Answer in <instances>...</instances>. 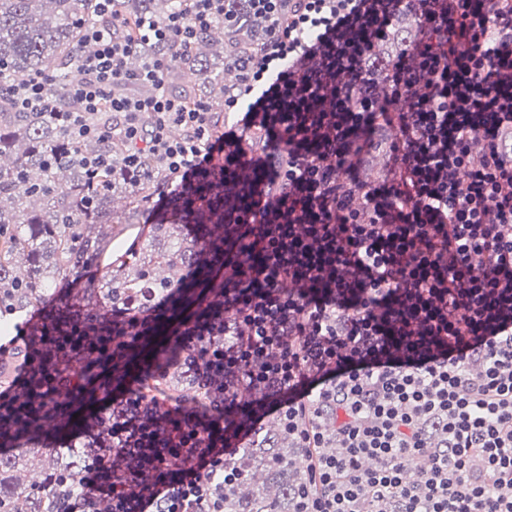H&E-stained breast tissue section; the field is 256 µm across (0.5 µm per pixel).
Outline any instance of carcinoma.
Here are the masks:
<instances>
[{"instance_id": "carcinoma-1", "label": "carcinoma", "mask_w": 512, "mask_h": 512, "mask_svg": "<svg viewBox=\"0 0 512 512\" xmlns=\"http://www.w3.org/2000/svg\"><path fill=\"white\" fill-rule=\"evenodd\" d=\"M183 8V0L116 4L132 22L162 20ZM93 27L137 38L130 25L112 27L96 0H0V309L23 314L40 305L49 327L89 315L107 322L114 309H137L171 295L217 238L213 225L218 220L211 213H183L153 224L145 237L130 238L147 200L168 182V171L156 159L145 160L138 170L125 167L123 143L112 135L121 118L112 114L107 100L87 116L102 129L98 136L76 138L55 119L54 109L76 107L69 86L73 71L92 56L94 42L85 39V32ZM262 34L259 19L245 15L226 30L219 15L197 31L188 49L156 45L144 55L174 59L167 89L213 112L232 90L224 82V65L248 57ZM413 35L409 23H398L394 39L376 50V63L405 48ZM186 70L194 75L188 84L183 81ZM36 74L46 80L50 109L22 112L13 104L15 85ZM97 156L110 158L111 165L95 175L86 161ZM119 188L129 199L123 221L112 219V199ZM186 224L197 225L195 236L184 233ZM92 269L99 275L75 292L57 290L58 279ZM148 391L190 404L201 398L197 379L185 365L153 380ZM39 437L20 435L13 452L0 456V512H52L48 495L22 473L40 465L39 473L60 491L64 481L81 475L99 449L112 447L109 433L102 432L77 449L50 453ZM228 465L244 478L227 489H214L224 497V512H291V495L308 478L304 454L277 422L253 433Z\"/></svg>"}]
</instances>
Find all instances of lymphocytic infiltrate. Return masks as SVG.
I'll return each mask as SVG.
<instances>
[{
	"instance_id": "f902f5d3",
	"label": "lymphocytic infiltrate",
	"mask_w": 512,
	"mask_h": 512,
	"mask_svg": "<svg viewBox=\"0 0 512 512\" xmlns=\"http://www.w3.org/2000/svg\"><path fill=\"white\" fill-rule=\"evenodd\" d=\"M228 2L188 0L137 21L138 35L189 47L214 16L234 23ZM245 2L268 44L239 63L240 93L224 102L235 111L264 85L242 134L214 136L205 107L168 94L171 60L129 70L135 45L88 32L96 52L71 86L81 109L56 119L93 135L85 117L104 92L134 86L111 100L124 162L166 164L161 210L209 211L223 192L222 283L185 316L177 294L61 336H39L37 316L17 326L0 343L26 349L0 389V427L68 424L89 400L94 421L111 418V453L60 512L104 499L111 512H224L211 486L239 480L225 462L272 414L308 456L292 512H512V0ZM403 15L422 37L375 72L368 60ZM380 131L384 173L367 180ZM51 355L63 366L47 368ZM179 362L203 405L147 395ZM331 438L340 454L325 453Z\"/></svg>"
}]
</instances>
